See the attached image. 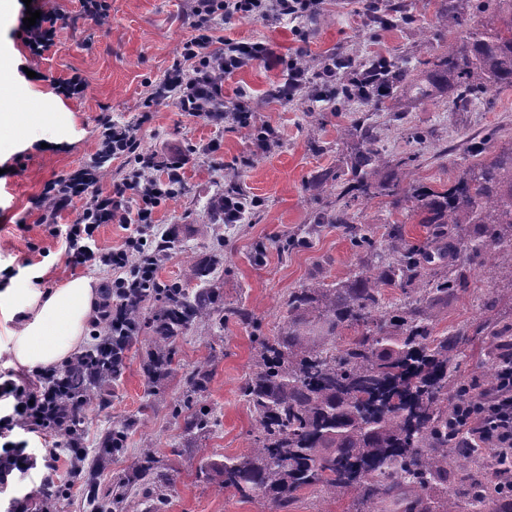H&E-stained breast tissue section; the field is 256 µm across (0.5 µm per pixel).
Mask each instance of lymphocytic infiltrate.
Instances as JSON below:
<instances>
[{
    "instance_id": "obj_1",
    "label": "lymphocytic infiltrate",
    "mask_w": 512,
    "mask_h": 512,
    "mask_svg": "<svg viewBox=\"0 0 512 512\" xmlns=\"http://www.w3.org/2000/svg\"><path fill=\"white\" fill-rule=\"evenodd\" d=\"M322 3L323 0H192V35L182 45L179 62L151 93L149 106L160 105L175 91L182 111L189 115L219 125L225 112L230 111L237 125L249 126L252 112L247 105L241 102L226 105L225 79L256 61L273 68L283 60L271 44L223 36L220 28L228 30L236 21L271 15L294 20L318 12ZM287 65L288 74L274 89V97L288 102L309 92L320 102L335 86L336 72L345 68L346 63L337 60L326 66L316 86L312 85L303 63L293 60ZM100 153L106 159L130 155L136 163L132 176L116 184L112 194L95 192L99 172L84 169L53 180L36 198L35 205L42 213L43 222L51 225L52 236L64 244L71 263L91 265L101 261L111 266L112 302L103 307L101 318L111 325L113 335L121 336L143 291L156 280L157 266L136 262L140 247L138 238L133 236L123 246L100 253L96 232L100 225L114 222L127 226L152 223L155 209L172 197L175 185L181 184L183 165L173 161L159 167L155 153L139 152L136 131L126 127L107 129ZM159 169L164 170V177H156ZM129 191L137 198L132 208L125 200ZM78 199L85 200L86 205L74 223L59 225L61 214ZM1 396L12 397L15 407L11 414L0 417V435L17 427H45L58 414L56 400L46 387L31 389L8 378L0 381ZM454 427L460 447L494 449L498 491L512 498V366L502 368L491 387L482 389L477 398L460 407Z\"/></svg>"
}]
</instances>
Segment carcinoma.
Masks as SVG:
<instances>
[{
  "mask_svg": "<svg viewBox=\"0 0 512 512\" xmlns=\"http://www.w3.org/2000/svg\"><path fill=\"white\" fill-rule=\"evenodd\" d=\"M496 17L472 27L461 42L441 56L430 72L434 83L448 84L451 103L466 104L478 95L512 87V0H502ZM387 94L411 83L394 67H375ZM482 158L462 169L456 184L443 192L408 191L412 159L399 157L400 178L376 180L387 159L375 144L350 158L348 173L361 196L372 199L403 194L410 210L429 228L419 242L408 240L403 222L390 224L388 252L378 264L346 284L299 288L288 294L284 326L275 336L258 337V350L242 395L254 417L249 449L212 470L220 485L244 499L262 496L283 509L304 490L326 499L351 497L355 512H488L478 476L470 474L480 448H455L448 426L456 404L470 399L468 383L455 378L454 358L467 332H440L432 313L467 287L465 267L487 256L512 277V141L481 147ZM465 224L475 225L469 234ZM448 250L454 273L430 267L435 252ZM397 288L405 298L392 309L383 289ZM145 299L157 304L151 319L157 336L148 355L149 374L161 378L171 363L173 340L217 302L213 291L190 295L178 282L156 284ZM131 317L125 336L108 331L72 359L56 376V399L65 418L49 425L65 440L75 470L87 461L82 414L102 389L118 379L139 321ZM357 337L343 345L346 329ZM487 343L512 339V324L489 322ZM210 373L198 367L191 391H207ZM188 430L206 434L213 421L207 409H191ZM124 423L106 433L93 471L124 449ZM129 485L112 480L104 495L87 501V512H112Z\"/></svg>",
  "mask_w": 512,
  "mask_h": 512,
  "instance_id": "carcinoma-1",
  "label": "carcinoma"
}]
</instances>
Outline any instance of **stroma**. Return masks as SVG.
Segmentation results:
<instances>
[{
    "label": "stroma",
    "mask_w": 512,
    "mask_h": 512,
    "mask_svg": "<svg viewBox=\"0 0 512 512\" xmlns=\"http://www.w3.org/2000/svg\"><path fill=\"white\" fill-rule=\"evenodd\" d=\"M44 9L61 8L68 26L57 30L54 44L34 55L19 34V15L0 21V56L15 59L10 79L17 89L21 112H37L55 81L80 75L87 84L83 96L62 98L70 139L58 147L44 146L41 134L9 131V150L0 152V283L24 286L40 282L54 288L74 277L87 276L109 285L112 270L103 263L73 265L42 224L35 198L45 184L72 171L102 164L101 192L134 168L126 158L100 162L98 151L106 127L138 126L143 152L180 150L190 159L180 190L154 212V222L142 230L150 240L173 233L174 247L157 270L159 281H179L190 292L208 286L224 303L223 318L202 316L173 342L171 372L154 381L145 371L155 329L147 321L150 304H142L138 338L127 352L124 370L113 382L108 401L85 413L83 444L97 453L106 432L121 421L134 425L124 451L96 474L70 481V458L54 431L20 428L11 441H26L34 456L27 474L12 471L0 481V512L28 504L41 512L38 490L42 475L56 483L71 482L68 497L53 512H84L93 489L123 476L130 492L116 512H146L148 501L138 476L143 457H151L157 472L169 475L174 487L160 512H271L262 497L241 499L221 489L209 475L213 462L247 451L253 420L240 387L256 355L254 336H273L284 322V302L290 291L318 284L346 283L376 262L374 252L356 249L351 230L367 227L378 248L387 245L393 220L405 224L408 238L424 239L426 227L406 203L392 196L365 199L343 171L372 135L390 158H411L409 181L420 189L452 187L464 164L475 162L474 143L512 140V87L480 95L460 108L448 100L445 87L429 97L412 93L395 99L369 101L338 91L326 101L301 97L289 103L274 100L271 90L287 71L285 61L303 50L304 60L317 70L330 57L348 60L337 81L345 83L378 58L399 65L412 78L425 80L435 58L456 46L464 31L487 20L499 0H379L377 12L357 0H326L322 11L289 22L242 20L231 37L273 44L284 62L275 68L254 63L224 82V95L245 91L252 111L250 126H216L182 112L175 101L145 109L154 85L181 57L191 29L188 0H107L110 17L103 23L82 16L80 0H38ZM304 41H297V34ZM218 141L217 152L201 149ZM234 186L260 199L259 207L242 223H223L211 202L225 187ZM346 221L331 223L337 208ZM328 223H319V216ZM296 248H288L289 240ZM36 250H29V243ZM212 261L207 282L194 280L192 268ZM468 290L449 298L438 311V327H464L469 341L457 356V376L486 383L489 353L482 334L483 304L496 300L495 318L512 323V280L496 273L491 263L475 260L466 270ZM208 366L211 381L201 399L215 424L208 434L187 433L175 413L186 400L189 378L196 367Z\"/></svg>",
    "instance_id": "stroma-1"
}]
</instances>
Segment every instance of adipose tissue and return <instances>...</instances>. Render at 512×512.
Wrapping results in <instances>:
<instances>
[{
  "mask_svg": "<svg viewBox=\"0 0 512 512\" xmlns=\"http://www.w3.org/2000/svg\"><path fill=\"white\" fill-rule=\"evenodd\" d=\"M101 302L98 282L91 277L56 288L0 289V314L16 323L15 364L42 373L79 355Z\"/></svg>",
  "mask_w": 512,
  "mask_h": 512,
  "instance_id": "1",
  "label": "adipose tissue"
}]
</instances>
